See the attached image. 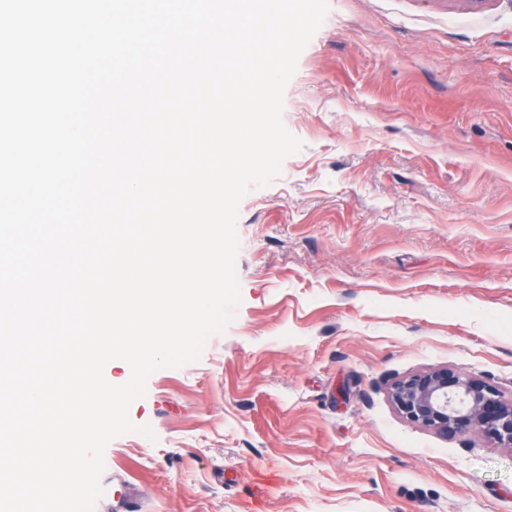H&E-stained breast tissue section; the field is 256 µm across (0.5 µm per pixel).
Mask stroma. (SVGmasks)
Segmentation results:
<instances>
[{
  "label": "stroma",
  "instance_id": "obj_1",
  "mask_svg": "<svg viewBox=\"0 0 512 512\" xmlns=\"http://www.w3.org/2000/svg\"><path fill=\"white\" fill-rule=\"evenodd\" d=\"M282 121L241 300L148 377L95 512H512L511 449L390 398L446 366L512 398V0H328Z\"/></svg>",
  "mask_w": 512,
  "mask_h": 512
}]
</instances>
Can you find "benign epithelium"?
Returning <instances> with one entry per match:
<instances>
[{
	"mask_svg": "<svg viewBox=\"0 0 512 512\" xmlns=\"http://www.w3.org/2000/svg\"><path fill=\"white\" fill-rule=\"evenodd\" d=\"M408 420L448 439L478 430L512 448V399L480 377L442 367L396 381L390 392Z\"/></svg>",
	"mask_w": 512,
	"mask_h": 512,
	"instance_id": "7a95c632",
	"label": "benign epithelium"
}]
</instances>
